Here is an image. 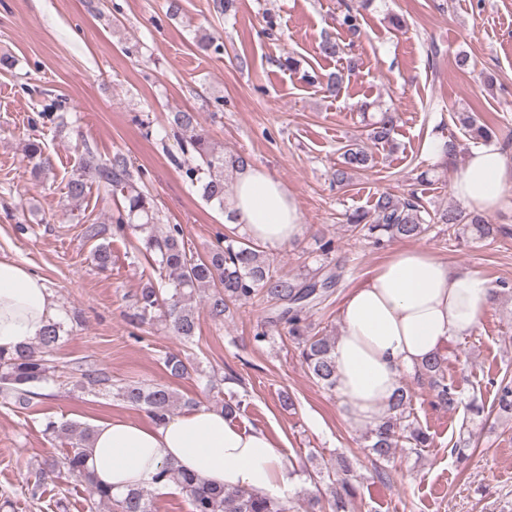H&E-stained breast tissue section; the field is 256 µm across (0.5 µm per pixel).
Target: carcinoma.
<instances>
[{
  "label": "carcinoma",
  "instance_id": "carcinoma-1",
  "mask_svg": "<svg viewBox=\"0 0 512 512\" xmlns=\"http://www.w3.org/2000/svg\"><path fill=\"white\" fill-rule=\"evenodd\" d=\"M471 137L485 144L497 137L494 126L466 115L460 118ZM167 122L174 132H187L179 138L181 156L172 157L186 178L200 184L203 197L219 209H224L226 185L224 170L236 169L246 162L238 155L226 157L217 152L197 122L195 113L177 110L168 113ZM400 122L399 113L390 109L380 114L368 136L375 143L393 141ZM342 162L336 168V182L343 184L353 171L369 166L372 155L358 143L340 148ZM23 158L38 172L49 170V159L44 156L43 143L35 138L24 143ZM140 174L121 152L101 159L88 147L84 148L81 163L67 183V197L72 202L82 200L87 190L95 185L104 195L121 194L124 206L111 216V223L122 232L132 226L139 232L143 249L155 257L159 270L168 276L166 297L153 286H147L136 295L132 320L144 323L154 317L157 310L171 332L188 341L195 335L198 320L197 301L201 300L208 314L215 320L224 319L230 306L249 301L260 295L278 308L275 322L285 324L302 364L310 376L322 387L336 390V365L331 355L336 339L331 336L310 335V312L322 303L338 276L329 274L319 278H283L274 273L261 245L240 236L235 229L218 237L205 254L194 256L186 249L184 232L179 224H161L151 195L140 185ZM448 225L454 234L466 231L479 239L496 236L500 229L488 223L480 214L450 207L434 218L416 194L401 198L382 193L368 210L357 209L346 215L351 231L380 245L384 240L416 239L425 234L431 223ZM92 259L101 270L112 265L110 248L100 243ZM64 322L49 324L34 343L19 347L6 354L0 351V400L19 409H28L33 399L42 396L41 390L54 381L56 365L52 353L58 346ZM443 359L436 355L422 365L421 371L430 379L436 403L448 410L461 404L456 387L444 378ZM169 377L181 379L191 373L194 366L179 355H170L164 361ZM79 381L90 386L104 385L108 378L93 365L85 363L74 368ZM128 405L143 408L155 421H162L177 407L176 393L167 384H146L130 381L118 390ZM500 409L512 413V381L504 378L498 388ZM45 431L54 438L67 441L69 448L61 459L49 464L83 482L88 490L90 512L101 507H117L118 512H152L149 489H133L119 498L95 479L86 463L84 448L91 440L92 431L76 422H46ZM365 440L368 448L381 459L390 457L397 448L413 450L426 448L430 437L414 416L412 395L400 386L391 397L387 416L370 429ZM353 470L348 460H341L336 469V487L326 498L327 512H350ZM156 480L175 485L185 493L190 512H290L284 501L254 495L238 488H218L181 472L172 464L160 468Z\"/></svg>",
  "mask_w": 512,
  "mask_h": 512
}]
</instances>
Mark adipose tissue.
<instances>
[{
	"label": "adipose tissue",
	"mask_w": 512,
	"mask_h": 512,
	"mask_svg": "<svg viewBox=\"0 0 512 512\" xmlns=\"http://www.w3.org/2000/svg\"><path fill=\"white\" fill-rule=\"evenodd\" d=\"M436 163L453 166L454 193L471 211L488 214L507 200L512 154L498 144L478 145L454 167L442 139L427 140ZM232 224L268 249L298 242L306 232L295 195L267 170L236 171L229 208ZM496 289L475 270H458L424 247L402 246L353 288L339 310L341 333L332 350L341 417L350 427L376 424L400 384L455 336L478 324ZM59 311L45 280L12 260H0V349L35 342ZM99 483L112 494L155 487L163 464L227 488L282 499L296 475L277 441L258 428H240L204 407L139 424L99 422L86 448Z\"/></svg>",
	"instance_id": "adipose-tissue-1"
}]
</instances>
